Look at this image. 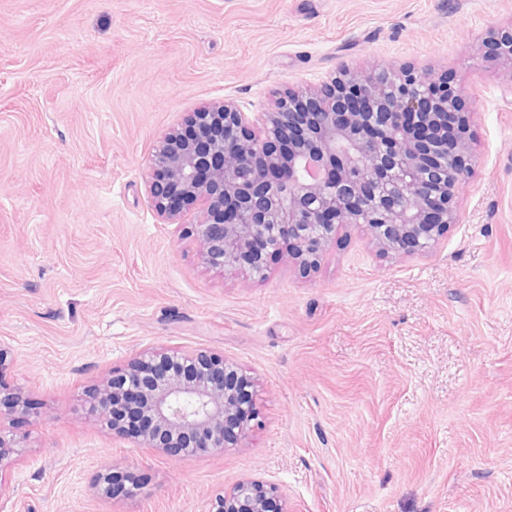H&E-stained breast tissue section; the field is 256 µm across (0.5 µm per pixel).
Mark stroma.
Wrapping results in <instances>:
<instances>
[{
    "label": "stroma",
    "mask_w": 512,
    "mask_h": 512,
    "mask_svg": "<svg viewBox=\"0 0 512 512\" xmlns=\"http://www.w3.org/2000/svg\"><path fill=\"white\" fill-rule=\"evenodd\" d=\"M512 0H0V382L24 412L0 512H209L252 478L289 512H512V70L477 44ZM411 67L472 112L458 220L427 251L340 229L300 273L201 264L149 159L198 108L247 117L340 68ZM258 381L244 447L152 457L87 392L152 346ZM137 490L107 499L105 467Z\"/></svg>",
    "instance_id": "stroma-1"
}]
</instances>
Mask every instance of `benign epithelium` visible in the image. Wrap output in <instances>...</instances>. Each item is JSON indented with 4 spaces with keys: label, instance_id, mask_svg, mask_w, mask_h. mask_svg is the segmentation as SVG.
I'll return each mask as SVG.
<instances>
[{
    "label": "benign epithelium",
    "instance_id": "obj_1",
    "mask_svg": "<svg viewBox=\"0 0 512 512\" xmlns=\"http://www.w3.org/2000/svg\"><path fill=\"white\" fill-rule=\"evenodd\" d=\"M483 56L512 65V27L492 32ZM454 121L452 138L438 127ZM471 113L448 81L414 70L342 69L317 89L288 91L251 122L226 100L193 113L150 158L149 193L174 224L192 207L203 264L263 275L283 253L317 266L336 231L362 224L383 251L430 247L455 219L468 172ZM255 381L222 354L171 347L141 351L90 396L97 424L158 456L190 458L241 448L256 418ZM25 409L0 383V404ZM19 442L0 430V468ZM209 512H288L274 486L243 480Z\"/></svg>",
    "mask_w": 512,
    "mask_h": 512
}]
</instances>
